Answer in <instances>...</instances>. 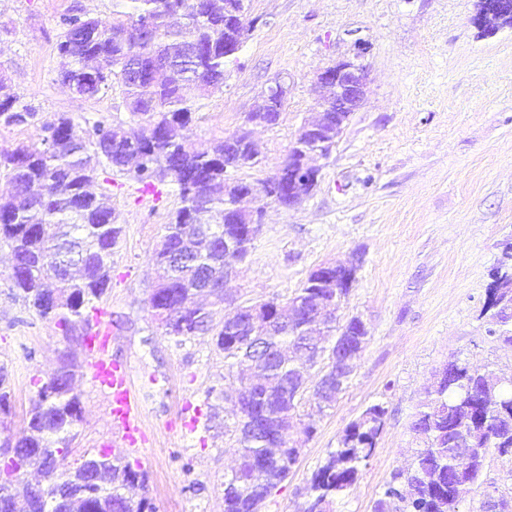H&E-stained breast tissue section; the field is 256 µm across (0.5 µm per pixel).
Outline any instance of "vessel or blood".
I'll return each mask as SVG.
<instances>
[{
	"label": "vessel or blood",
	"instance_id": "b4317fda",
	"mask_svg": "<svg viewBox=\"0 0 512 512\" xmlns=\"http://www.w3.org/2000/svg\"><path fill=\"white\" fill-rule=\"evenodd\" d=\"M92 378L105 390L110 402V413L124 444L134 442L139 433L142 412L126 370L113 361L109 352V331L106 326H97L88 348Z\"/></svg>",
	"mask_w": 512,
	"mask_h": 512
}]
</instances>
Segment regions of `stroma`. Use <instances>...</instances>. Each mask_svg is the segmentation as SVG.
<instances>
[{
    "label": "stroma",
    "instance_id": "obj_1",
    "mask_svg": "<svg viewBox=\"0 0 512 512\" xmlns=\"http://www.w3.org/2000/svg\"><path fill=\"white\" fill-rule=\"evenodd\" d=\"M113 0H0V72L31 123L0 126V153L36 140L59 114L76 123L103 120L135 130L139 121L120 87L94 99L72 95L58 80L56 44L72 7L108 20ZM250 30L227 64L224 87L198 103L188 134L219 141L233 134L274 79L288 84L277 125L258 127L261 163L239 170L269 176L320 102L317 72L341 59L369 74L364 105L354 112L320 176L300 205L284 209L259 198L262 231L225 290L242 301L294 295L310 271L359 259L342 318L361 317L369 338L332 407L301 412L312 436L288 478L261 512H302L312 475L345 428L371 405L386 410L373 455L333 512H373L395 474L411 468L419 437L412 428L443 365L458 361L512 380V346L502 344L484 313L491 272L512 243V28L481 35L477 0H246ZM94 192L109 194L124 228L112 253V284L100 302L110 349L133 382L142 407L139 452L112 427L106 393L77 356L75 391L82 418L67 461L104 449L123 453L148 476L156 512H224V479L235 465L238 413L227 396L236 375L210 337L176 344L148 308L153 255L179 206L172 185L140 192L110 173ZM12 259L0 247V365L9 373L13 409L0 440L20 435L39 382L58 370L76 344L54 322L10 295ZM512 497V458L491 454L459 512H479L485 491Z\"/></svg>",
    "mask_w": 512,
    "mask_h": 512
}]
</instances>
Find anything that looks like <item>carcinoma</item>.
<instances>
[{"mask_svg":"<svg viewBox=\"0 0 512 512\" xmlns=\"http://www.w3.org/2000/svg\"><path fill=\"white\" fill-rule=\"evenodd\" d=\"M153 32L148 40L114 34L136 20ZM66 31L57 44L69 60L59 80L93 77L89 91L95 98L115 79L125 62L134 57L149 73L168 54L182 46L196 49L193 66L172 64L164 78L145 76L122 82L131 112L141 116L138 132L122 124L98 120L83 132L67 114L43 127L41 143L22 144L0 158V245L12 255L13 296L42 319L55 322L67 336L86 346L91 338V318L96 302L106 294L112 272V249L123 227L116 223L110 197L87 192L99 169L132 172L146 193L157 184L176 187L180 206L167 225L154 255L156 278L148 305L164 331L176 344L209 334L229 367L248 369L256 385L245 397V413L258 428L253 436L238 437V464L224 479V512H261L267 497L296 465L299 455L281 438L285 425L295 424L306 436L313 429L302 425L299 410L306 396L316 399V386L301 373L302 393L288 396L285 383L299 366L287 349L297 350L304 339L315 341L321 364L342 328L359 331L354 319L343 323L332 317L312 324L305 310L322 302L340 306L334 288H314L311 272L292 298L254 302L239 308L221 324L197 301L206 294L211 304H224V294L204 291L208 281L224 283V241L237 237L238 217L253 211L251 203L262 196L288 208V197L276 191L277 174L253 182L255 193L240 188L241 178L229 170L259 164L247 140L252 138L247 115L232 134L240 153L224 155V142L206 144L187 140L181 130L193 121L199 99L224 87L225 63L238 39L224 35V0H134L132 10H112V22L72 14L63 19ZM101 29L90 38L88 29ZM35 113L12 90L0 93V125H21ZM39 184L46 190L36 203L26 190ZM504 261L495 268L488 288L485 313L499 326V339L512 344V243L503 250ZM261 342L279 359L256 358L254 344ZM76 358L67 352L59 370L31 398L23 435L15 441L24 452L11 462L0 461V512H154L147 494L134 501L125 490L146 489V475L125 457L110 451L86 455L79 466L66 464L73 433L82 418L79 397L73 388ZM7 369L0 366V415L11 410ZM512 383L503 384L492 372L464 366V374L446 379L428 392L425 409L413 427L424 435V447L415 453L412 468L394 476L374 512H456L465 483L455 480L457 468L465 469L469 484L478 482L489 454L512 456ZM386 411L380 404L368 407L350 423L313 474L304 512H330L358 477L360 465L377 445L378 430ZM30 469L39 480L23 478ZM481 512H512V500L484 494Z\"/></svg>","mask_w":512,"mask_h":512,"instance_id":"obj_1","label":"carcinoma"}]
</instances>
